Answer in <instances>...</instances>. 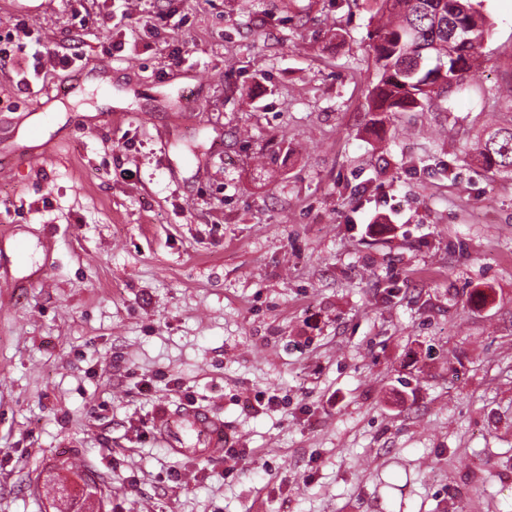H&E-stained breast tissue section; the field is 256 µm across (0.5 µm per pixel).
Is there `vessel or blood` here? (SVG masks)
Listing matches in <instances>:
<instances>
[{
    "instance_id": "obj_1",
    "label": "vessel or blood",
    "mask_w": 512,
    "mask_h": 512,
    "mask_svg": "<svg viewBox=\"0 0 512 512\" xmlns=\"http://www.w3.org/2000/svg\"><path fill=\"white\" fill-rule=\"evenodd\" d=\"M157 427L173 454L207 461L224 456V423L204 410L193 408L176 416L160 412Z\"/></svg>"
}]
</instances>
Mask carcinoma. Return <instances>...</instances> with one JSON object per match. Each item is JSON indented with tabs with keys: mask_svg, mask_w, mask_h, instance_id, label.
<instances>
[{
	"mask_svg": "<svg viewBox=\"0 0 512 512\" xmlns=\"http://www.w3.org/2000/svg\"><path fill=\"white\" fill-rule=\"evenodd\" d=\"M377 28L368 33L378 81L371 112L435 107L462 87L480 57L490 24L470 0H375ZM460 31L458 46L448 31ZM487 170L512 173V126L489 131L476 143Z\"/></svg>",
	"mask_w": 512,
	"mask_h": 512,
	"instance_id": "cac0c4a2",
	"label": "carcinoma"
}]
</instances>
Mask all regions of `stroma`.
<instances>
[{"label": "stroma", "mask_w": 512, "mask_h": 512, "mask_svg": "<svg viewBox=\"0 0 512 512\" xmlns=\"http://www.w3.org/2000/svg\"><path fill=\"white\" fill-rule=\"evenodd\" d=\"M472 2L462 90L375 129L372 0H0V512L64 462L105 512H512V174L467 153L512 0ZM187 406L233 471L168 451ZM157 427L162 434L170 452L182 457L199 458L203 460L238 458L242 452L236 448H225L226 436L224 422L199 408L187 410L185 413L171 416L168 411L160 412ZM190 429L195 441L187 444L183 432Z\"/></svg>", "instance_id": "35a3bbf8"}]
</instances>
